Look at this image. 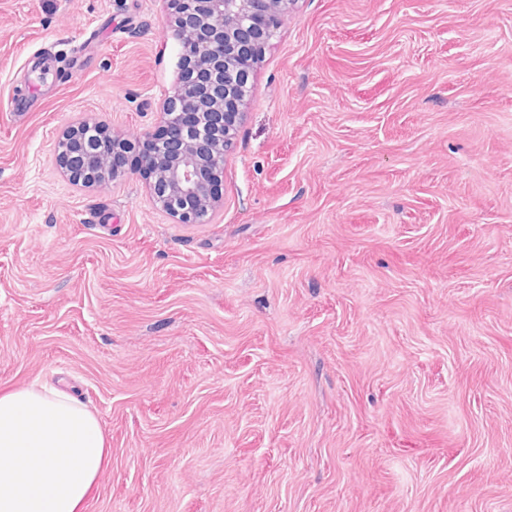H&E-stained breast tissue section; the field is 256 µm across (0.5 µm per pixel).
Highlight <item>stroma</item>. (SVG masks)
<instances>
[{"label":"stroma","instance_id":"obj_1","mask_svg":"<svg viewBox=\"0 0 512 512\" xmlns=\"http://www.w3.org/2000/svg\"><path fill=\"white\" fill-rule=\"evenodd\" d=\"M179 75L166 0H0V390L97 415L84 512H512V0H296L212 223L68 181Z\"/></svg>","mask_w":512,"mask_h":512}]
</instances>
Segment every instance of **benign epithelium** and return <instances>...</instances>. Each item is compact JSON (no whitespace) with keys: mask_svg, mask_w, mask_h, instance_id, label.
<instances>
[{"mask_svg":"<svg viewBox=\"0 0 512 512\" xmlns=\"http://www.w3.org/2000/svg\"><path fill=\"white\" fill-rule=\"evenodd\" d=\"M294 0H167L180 46L178 85L162 106L163 143L144 161L156 203L180 224H209L220 207L224 158L241 123L251 84ZM105 123H80L58 140L57 161L75 185L120 180L115 156L136 151Z\"/></svg>","mask_w":512,"mask_h":512,"instance_id":"1","label":"benign epithelium"}]
</instances>
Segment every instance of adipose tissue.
Here are the masks:
<instances>
[{
  "label": "adipose tissue",
  "mask_w": 512,
  "mask_h": 512,
  "mask_svg": "<svg viewBox=\"0 0 512 512\" xmlns=\"http://www.w3.org/2000/svg\"><path fill=\"white\" fill-rule=\"evenodd\" d=\"M108 458L97 415L61 389L0 391V512H83Z\"/></svg>",
  "instance_id": "ef3b65f1"
}]
</instances>
